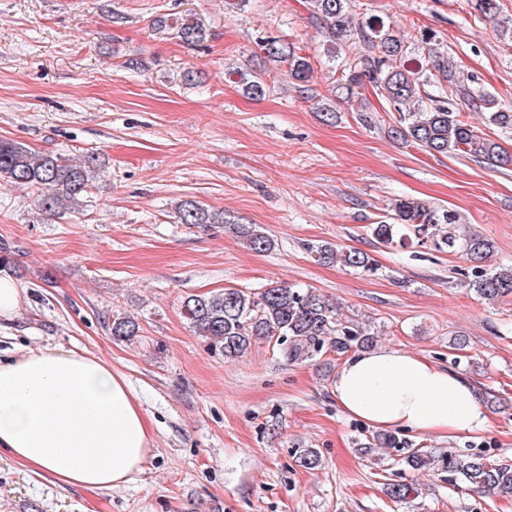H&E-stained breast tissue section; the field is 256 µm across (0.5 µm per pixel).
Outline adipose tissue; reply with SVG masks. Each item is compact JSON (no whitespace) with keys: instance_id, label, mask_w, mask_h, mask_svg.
<instances>
[{"instance_id":"adipose-tissue-1","label":"adipose tissue","mask_w":512,"mask_h":512,"mask_svg":"<svg viewBox=\"0 0 512 512\" xmlns=\"http://www.w3.org/2000/svg\"><path fill=\"white\" fill-rule=\"evenodd\" d=\"M332 393L347 417L381 431L447 437L488 424L467 378L396 348L350 355ZM151 447L147 418L109 362L59 347L0 362V451L19 464L105 491L141 472Z\"/></svg>"}]
</instances>
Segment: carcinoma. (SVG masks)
I'll list each match as a JSON object with an SVG mask.
<instances>
[{
	"instance_id": "obj_1",
	"label": "carcinoma",
	"mask_w": 512,
	"mask_h": 512,
	"mask_svg": "<svg viewBox=\"0 0 512 512\" xmlns=\"http://www.w3.org/2000/svg\"><path fill=\"white\" fill-rule=\"evenodd\" d=\"M468 5L512 40V26L501 24L499 0H468ZM311 7V22L328 36L329 56H336V48L355 39L364 44L366 53L344 58L348 79L339 89L351 96L353 88L370 83L398 112V119L389 130L392 138L430 153L462 154L493 167L512 166V155L462 120L458 103H480L488 123L502 129H512V112L499 108L493 97L476 94L460 75L453 58L432 52L429 57L434 63L426 66L407 57L403 42L389 24L372 15L357 17L349 9V0H311ZM260 50L263 66L288 65V78L299 92L308 91L313 67L310 58L301 54L294 43L267 39ZM239 76L247 92H263L262 74L241 72ZM427 83L437 88L438 95L425 105L419 91ZM96 171L93 159L73 163L60 154L36 153L19 142L0 139V185L33 189L35 206L46 214L80 211ZM177 214L182 224H222L258 252L275 246L274 240L255 225L212 212L192 199L180 201ZM457 223L456 214L450 211L439 212L415 199L401 198L392 206L390 217L371 225L370 230L378 242L389 244L394 242L398 227L405 224L433 237L440 236V226L444 224L448 235L441 236V243L473 263L471 289L488 301L512 295V267L490 273L482 270L481 263L494 251V244L480 235L456 233ZM316 253L321 262L374 270L369 256L355 248L326 242L317 247ZM182 309L195 333L229 360L243 357L259 340L274 342L291 362L311 359L326 347L342 355L354 349H370L375 343L369 329L342 317L327 297L310 289L281 284L259 292L226 288L212 295H188L182 301ZM138 332L139 325L131 318L112 322V335L118 339L128 341ZM377 448H406L408 455L401 464L411 470L446 473L449 480L472 491L512 497V463L481 454L424 453L410 448L408 441L393 432H382L359 443L364 455ZM384 492L390 500L407 504L419 497L421 488L414 482L391 481L385 484Z\"/></svg>"
}]
</instances>
